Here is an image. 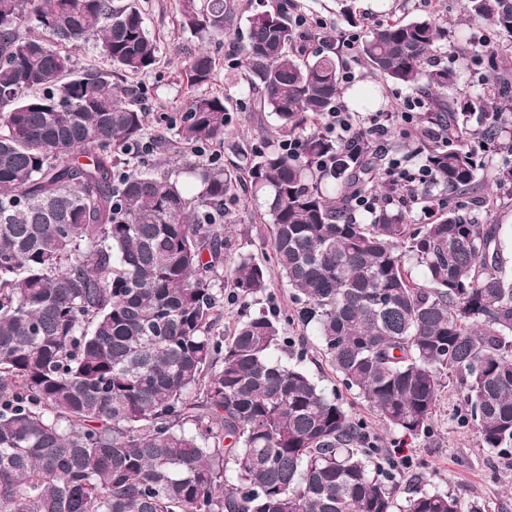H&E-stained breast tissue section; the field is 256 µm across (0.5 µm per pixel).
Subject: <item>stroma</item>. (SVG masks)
I'll return each instance as SVG.
<instances>
[{"label": "stroma", "instance_id": "1", "mask_svg": "<svg viewBox=\"0 0 512 512\" xmlns=\"http://www.w3.org/2000/svg\"><path fill=\"white\" fill-rule=\"evenodd\" d=\"M238 21L224 38L212 42L210 49L221 61V68L209 89L235 95L237 104L230 113V124L224 135L223 146L216 152L226 168L238 165L236 149L244 143L258 142L261 135L257 113L252 112L247 96L239 94L233 82L244 57L245 33L249 16L265 10L268 0H234ZM396 16L409 19L438 12L448 28V38L436 49L437 62L448 65L456 73L450 93L453 96L482 93L492 73V65L512 68V49L501 51L496 60H489L485 49L499 47L501 40L491 29L477 20L463 15V0H389ZM146 25L157 40L159 62L149 75L127 79L132 94L142 99L149 108L147 133L152 138L165 139L176 144V128L181 112L190 99L187 89L186 68L190 57L200 44L195 37L185 33L179 25L177 0H138ZM293 14L305 15L319 22L315 34L335 36L347 40L353 34L339 13L335 0H291ZM311 42V49L319 44ZM505 155L496 142H488L483 154L485 170L478 179L479 187L471 194L460 196L459 201L482 223L512 225V189L497 188L496 171L504 163ZM498 194L494 209H486L484 199ZM229 231L236 252L251 255L256 261H265L270 251V226L264 217V206L245 188H238L230 206ZM267 295L253 303L250 310H243L233 300L224 302V326L234 323L247 314L274 307L287 312L294 306V292L278 271H271ZM296 342L294 350L285 353L284 362L300 365L309 372L325 391L338 387L336 377L318 353L315 337L303 336L299 327L288 330ZM345 405L369 426L378 443L379 458L401 455L410 461L409 468L400 470L397 477L398 501L419 490H438L457 498L461 504L474 500L486 502L492 512H512V457L480 447L473 428H460L454 418L461 398L455 386H448L441 394L440 408L434 418L431 433L413 439L383 424L360 399L351 393H342Z\"/></svg>", "mask_w": 512, "mask_h": 512}]
</instances>
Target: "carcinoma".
Listing matches in <instances>:
<instances>
[{"instance_id":"cac0c4a2","label":"carcinoma","mask_w":512,"mask_h":512,"mask_svg":"<svg viewBox=\"0 0 512 512\" xmlns=\"http://www.w3.org/2000/svg\"><path fill=\"white\" fill-rule=\"evenodd\" d=\"M178 10L202 42L236 19L231 0ZM466 11L512 45V0ZM446 37L437 15L391 17L359 52L371 74L424 92L420 124L462 140L471 115L512 110V70L450 100L456 73L430 62ZM90 41L109 72L77 68L72 49ZM340 53L309 52L288 0H272L249 18L238 75L253 111L273 116L262 145L238 147L231 170L207 155L232 98L201 92L220 66L201 51L176 130L190 153L154 174L126 159L150 138L124 79L159 57L138 0H0V512H488L439 491L398 503L364 422L276 358L294 345L285 328L311 331L339 383L409 436L431 430L450 380L457 423L483 448L512 449L504 226L441 203L475 186L481 157L423 144L417 164L436 180L418 203L435 219L380 206L362 222L357 200L378 194L382 156L318 133L298 158L281 148L335 104ZM243 180L264 201L270 260L296 306L226 336L217 284L244 308L269 288L247 254L224 270L225 204Z\"/></svg>"}]
</instances>
